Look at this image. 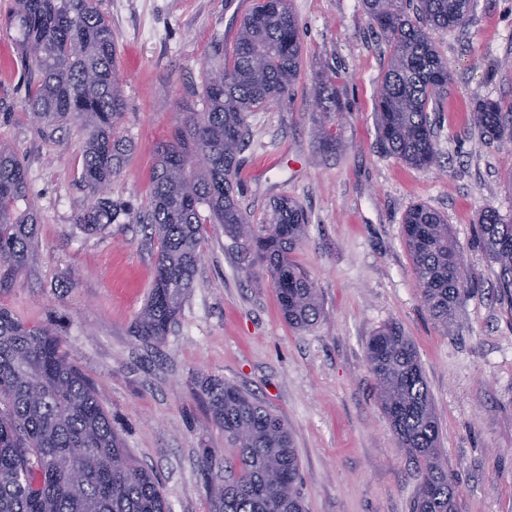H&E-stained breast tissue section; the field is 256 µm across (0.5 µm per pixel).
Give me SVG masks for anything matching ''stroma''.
I'll return each mask as SVG.
<instances>
[{
	"label": "stroma",
	"mask_w": 512,
	"mask_h": 512,
	"mask_svg": "<svg viewBox=\"0 0 512 512\" xmlns=\"http://www.w3.org/2000/svg\"><path fill=\"white\" fill-rule=\"evenodd\" d=\"M256 0H102L112 23L132 151L109 187L145 207L160 143L201 89L216 44L232 49ZM303 67L290 99L250 113L241 153V206L261 220L288 196L309 223L291 255L313 282L323 317L306 330L283 319L267 275L205 225L195 286L158 346L132 333L155 278L157 241L143 224L90 235L75 224L89 202L81 184L83 135L71 124L43 138L26 110L29 63L0 0V140L23 163L18 211L38 217L30 264L0 307L52 323L131 453L157 477L170 512H209L200 470L223 472L224 431L195 399L193 373L224 378L286 423L297 451L306 512H412L420 470L399 448L377 403L370 337L398 322L419 357L456 487L454 512H512V303L476 234L489 208L512 219V142L484 139L473 106L512 103V0H475L464 27L437 30L452 88L431 113L437 161L413 167L377 142L376 98L390 50L363 0H290ZM335 75L347 106L335 125L317 110L316 71ZM425 204L447 219L471 284L451 329L424 305L403 218Z\"/></svg>",
	"instance_id": "35a3bbf8"
}]
</instances>
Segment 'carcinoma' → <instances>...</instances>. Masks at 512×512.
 <instances>
[{"mask_svg": "<svg viewBox=\"0 0 512 512\" xmlns=\"http://www.w3.org/2000/svg\"><path fill=\"white\" fill-rule=\"evenodd\" d=\"M99 0H15L11 22L23 37L33 77L26 103L42 136L72 122L85 132L82 185L89 203L76 223L90 234L116 222L147 223L157 241L156 276L135 319L134 335L160 343L194 287L203 254L204 225L254 255L276 289L288 325L303 329L323 311L316 288L290 259L308 219L295 200L281 197L260 225L236 198L238 155L247 116L289 97L300 76L302 46L288 0H257L231 51L214 46L202 87L203 108L190 107L157 148L145 213L105 196L131 151L120 134L126 111L115 42ZM372 25L385 35L391 57L376 102L382 150L414 166L436 161L429 107L448 95L447 62L430 37L465 23L473 0H364ZM323 114L344 115L335 79L320 75ZM471 118L485 136L512 130V105L484 100ZM24 167L0 142V293L10 289L32 256L34 215L15 212L25 196ZM417 286L430 313L448 328L468 284L447 221L424 204L403 219ZM248 225L251 234L240 235ZM477 233L498 266V288L512 301V219L483 211ZM378 401L400 447L420 465L413 512H451L455 486L438 455L439 427L411 339L396 322L376 331L367 346ZM194 396L232 448L224 480L202 472L211 486L210 512H304L299 462L283 419L224 379L198 374ZM76 469L81 483L68 475ZM0 512H167L158 480L125 448L93 383L75 365L51 326L29 325L0 308Z\"/></svg>", "mask_w": 512, "mask_h": 512, "instance_id": "carcinoma-1", "label": "carcinoma"}]
</instances>
